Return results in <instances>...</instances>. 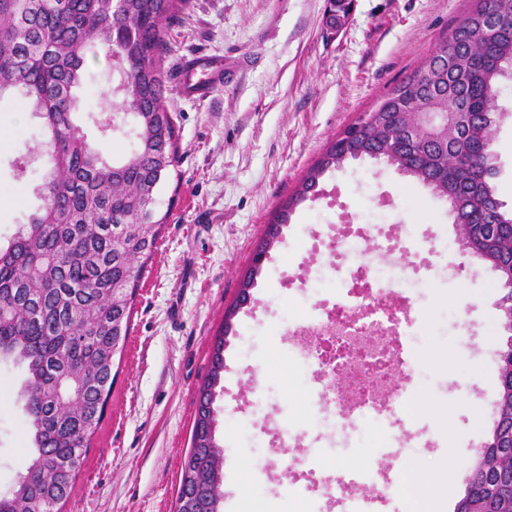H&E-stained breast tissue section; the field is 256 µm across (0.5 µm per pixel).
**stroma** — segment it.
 Listing matches in <instances>:
<instances>
[{
	"label": "stroma",
	"mask_w": 512,
	"mask_h": 512,
	"mask_svg": "<svg viewBox=\"0 0 512 512\" xmlns=\"http://www.w3.org/2000/svg\"><path fill=\"white\" fill-rule=\"evenodd\" d=\"M328 0H188L166 31L167 104L179 133L175 169L158 196L169 217L143 266L130 331L105 416L82 457L63 512H173L181 466L191 447L197 391L210 343L278 208L362 113L422 67L473 0H355L342 30L328 31ZM220 56L224 85L195 101L176 80L186 58ZM118 74L101 47L84 55L77 116L86 140L121 159L126 137L102 133L94 107ZM505 114L494 127L497 197L512 209V79L501 81ZM14 96L0 98V244L40 208L36 187L51 165L20 173L41 121ZM396 224L433 245V266L403 288L422 322L405 348L418 364L406 406L411 447L395 450L371 420L356 431L326 428L308 407L311 377L292 365L291 316L333 297L337 282L287 289V265L305 256L312 230L328 224ZM498 275L461 250L446 198L384 160L368 156L328 170L314 196L297 204L269 249L247 304L225 336L224 390L213 407L224 450V512H319L285 497L282 459L333 454L345 464L382 471L393 487L377 512H410L412 465L430 490L464 494L498 418L500 326ZM21 367L0 364V492L24 472L29 452ZM300 430L320 434L297 448L256 444L251 423L282 428L289 412Z\"/></svg>",
	"instance_id": "stroma-1"
}]
</instances>
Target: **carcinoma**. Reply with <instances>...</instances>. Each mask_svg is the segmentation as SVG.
I'll return each instance as SVG.
<instances>
[{"instance_id":"obj_1","label":"carcinoma","mask_w":512,"mask_h":512,"mask_svg":"<svg viewBox=\"0 0 512 512\" xmlns=\"http://www.w3.org/2000/svg\"><path fill=\"white\" fill-rule=\"evenodd\" d=\"M187 0H0V84L42 120L44 138L30 156L52 171L39 186L43 206L0 247V361L25 370L20 387L32 451L16 486L0 494V512H62L84 449L112 393V368L128 336L140 272L157 249L168 214L138 208L158 195L178 160V133L165 100L163 26ZM101 44L117 64L112 97L132 117L130 148L109 162L90 147L74 114L84 52ZM512 70V8L474 0L423 67L345 129L277 211L259 251L276 242L292 208L330 169L349 158L384 157L448 199L454 220L474 213L486 224L512 222L491 179L495 113L490 91ZM473 116L467 133L427 145L404 137L411 112ZM508 234L474 243L495 259L512 257ZM224 379V336L215 337L198 391L191 448L175 512H222L224 455L215 441L213 402Z\"/></svg>"}]
</instances>
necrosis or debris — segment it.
<instances>
[{
	"label": "necrosis or debris",
	"mask_w": 512,
	"mask_h": 512,
	"mask_svg": "<svg viewBox=\"0 0 512 512\" xmlns=\"http://www.w3.org/2000/svg\"><path fill=\"white\" fill-rule=\"evenodd\" d=\"M360 242L413 261L422 260L426 252L419 239L399 234L392 225L346 224L317 230L310 237L309 254L330 256L329 270L341 291L299 316L290 335L295 359L312 370L313 405L323 422L346 427L351 415L358 413L387 430L402 423L406 389L417 370L402 342L411 335L415 320L390 307L392 294L404 287V280L381 276L356 261ZM331 464L324 455L283 461L285 469L297 473L302 492L329 501L335 499L337 488L322 480L320 473Z\"/></svg>",
	"instance_id": "1"
}]
</instances>
